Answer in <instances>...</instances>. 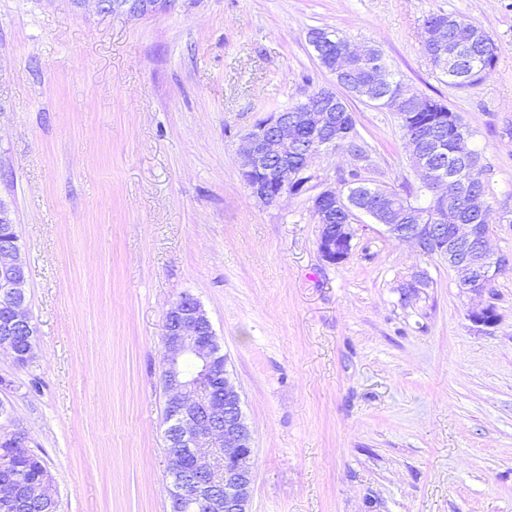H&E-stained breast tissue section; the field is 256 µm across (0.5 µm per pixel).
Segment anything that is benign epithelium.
Listing matches in <instances>:
<instances>
[{"label":"benign epithelium","instance_id":"7a95c632","mask_svg":"<svg viewBox=\"0 0 512 512\" xmlns=\"http://www.w3.org/2000/svg\"><path fill=\"white\" fill-rule=\"evenodd\" d=\"M173 0H97L103 14L126 13L151 16L167 10ZM373 85L387 89L393 86L391 73L384 66L375 69ZM395 87V86H393ZM395 96L403 102L416 101L420 95L403 85L395 87ZM322 106L313 108L305 102L288 112H272L259 119L241 138L239 174L252 194L271 206L288 192L272 188L266 178L272 159H288V151L297 144L300 133L308 132L323 147L336 144L345 133L336 104L342 97L330 90L318 92ZM412 167L420 185L438 191L440 215L456 206V197L441 192L448 182V170L419 165L415 158L424 154L418 143L407 139ZM311 210L320 219L318 242L324 261H344L351 249L350 225L335 224L333 212L342 209L353 216H369L383 226L389 236L401 235L429 255L448 262L458 276L459 287L481 295L502 273L500 257L487 247L490 234L486 224H433L428 214L418 212L411 197L391 196L381 206L369 208L327 186L310 198ZM26 266L19 252L0 246V338L11 343L10 356L18 365L27 362L34 350L32 344H15L12 337L32 329L24 290ZM471 320L485 327L496 324L492 307L485 305L470 311ZM165 366L162 381L166 403L165 437L167 472L172 475L186 467L205 477L189 494L206 512H248L252 484L253 434L241 407V394L232 382L227 360L218 345L212 323L197 298L182 294L165 314ZM33 501L55 503L58 497L52 483L25 480L0 473V508L5 512H24Z\"/></svg>","mask_w":512,"mask_h":512}]
</instances>
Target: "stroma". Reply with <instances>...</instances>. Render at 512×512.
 <instances>
[{"label": "stroma", "mask_w": 512, "mask_h": 512, "mask_svg": "<svg viewBox=\"0 0 512 512\" xmlns=\"http://www.w3.org/2000/svg\"><path fill=\"white\" fill-rule=\"evenodd\" d=\"M481 25L498 61L451 87L425 18ZM373 42L441 95L481 152L489 246L512 260V0H0V200L15 212L39 353H0V429H23L61 512H170L165 312L200 300L253 432L249 512H512V270L459 288L446 261L353 224L338 264L309 198L351 169L416 183L397 116L354 100L369 156L327 150L267 206L239 176L257 117L336 89L309 29ZM425 285L406 295L407 284ZM490 304L497 324L471 321ZM103 14L126 13L133 16H151L167 10L173 0H96Z\"/></svg>", "instance_id": "35a3bbf8"}]
</instances>
